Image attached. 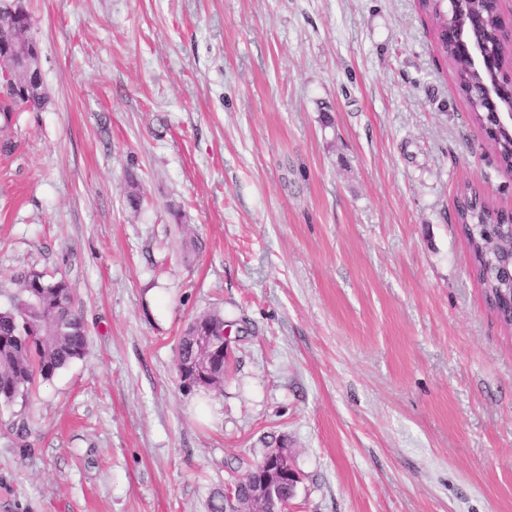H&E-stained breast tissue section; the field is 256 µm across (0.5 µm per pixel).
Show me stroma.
Returning <instances> with one entry per match:
<instances>
[{
	"instance_id": "stroma-1",
	"label": "stroma",
	"mask_w": 512,
	"mask_h": 512,
	"mask_svg": "<svg viewBox=\"0 0 512 512\" xmlns=\"http://www.w3.org/2000/svg\"><path fill=\"white\" fill-rule=\"evenodd\" d=\"M26 6L52 103L0 117V303L62 274L88 350L0 410V512H209L281 443L289 512H512V333L454 222L512 173L416 0ZM214 310L224 386L185 389ZM191 325L203 327L211 336H195L197 344L205 350L207 357L203 363L196 359L193 361L184 362L181 365L183 373L202 372L206 374V372H204V370L207 369L205 364H207V362H209L212 357L223 356L225 359V355L227 354L226 338L224 339V342L219 343L214 339L213 336H215L218 341L222 340L224 336V328H232L235 323L231 321H225L223 314L218 311H212L198 316Z\"/></svg>"
}]
</instances>
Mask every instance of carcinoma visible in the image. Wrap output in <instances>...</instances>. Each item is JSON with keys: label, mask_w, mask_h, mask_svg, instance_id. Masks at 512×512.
<instances>
[{"label": "carcinoma", "mask_w": 512, "mask_h": 512, "mask_svg": "<svg viewBox=\"0 0 512 512\" xmlns=\"http://www.w3.org/2000/svg\"><path fill=\"white\" fill-rule=\"evenodd\" d=\"M418 4L439 51L451 64L456 89L466 100L473 121L487 135L501 168L511 173L512 132L502 126L492 133L485 109L473 96L477 82L490 78L479 77L472 62L458 55L448 16L457 12L481 17L480 39L498 55L502 79L512 71V41L507 36L512 20L502 13L497 0H418ZM32 43L28 14H14L9 0H0V57ZM0 82L16 86V92L0 95V115L7 121L15 112H42L51 103L50 91L36 68L12 71L0 64ZM455 214L485 299L503 327L512 332V280L499 272V264L512 251V211L493 207L481 189L469 185L456 198ZM15 281L17 288L8 303L0 306V408L27 401L37 382L48 381L83 359L87 350V328L65 278L47 281L40 273L22 272ZM193 324L219 341L224 328L234 326L218 311L198 316Z\"/></svg>", "instance_id": "1"}]
</instances>
